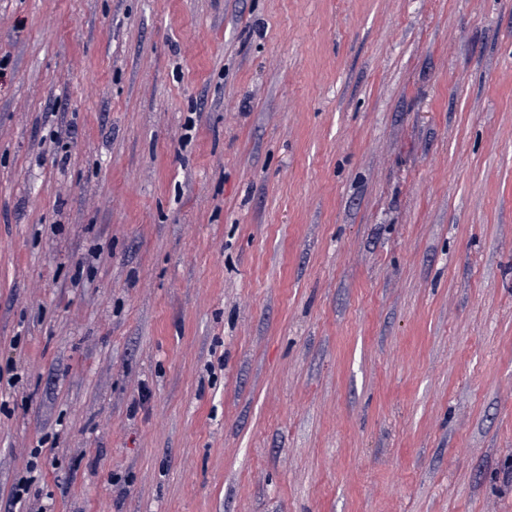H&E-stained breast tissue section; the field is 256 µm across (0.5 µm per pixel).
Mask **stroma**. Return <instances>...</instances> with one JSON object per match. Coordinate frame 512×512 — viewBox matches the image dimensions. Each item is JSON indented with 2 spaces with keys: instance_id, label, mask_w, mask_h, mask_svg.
<instances>
[{
  "instance_id": "35a3bbf8",
  "label": "stroma",
  "mask_w": 512,
  "mask_h": 512,
  "mask_svg": "<svg viewBox=\"0 0 512 512\" xmlns=\"http://www.w3.org/2000/svg\"><path fill=\"white\" fill-rule=\"evenodd\" d=\"M0 512H512V0H0Z\"/></svg>"
}]
</instances>
